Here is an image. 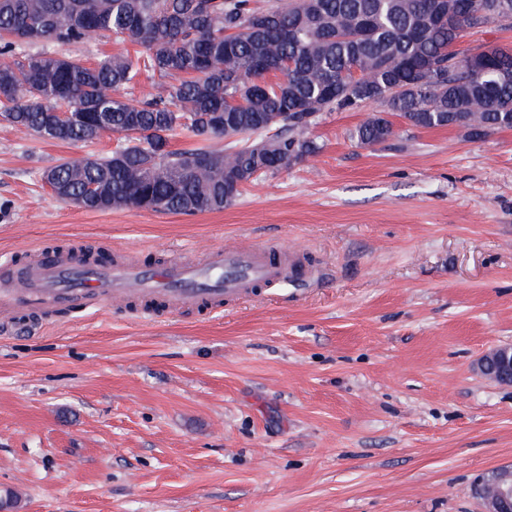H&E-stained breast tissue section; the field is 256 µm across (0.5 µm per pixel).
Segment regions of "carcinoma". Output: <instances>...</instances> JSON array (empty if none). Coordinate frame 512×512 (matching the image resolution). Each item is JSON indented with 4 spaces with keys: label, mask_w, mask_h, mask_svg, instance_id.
Listing matches in <instances>:
<instances>
[{
    "label": "carcinoma",
    "mask_w": 512,
    "mask_h": 512,
    "mask_svg": "<svg viewBox=\"0 0 512 512\" xmlns=\"http://www.w3.org/2000/svg\"><path fill=\"white\" fill-rule=\"evenodd\" d=\"M502 13L512 18V0H0V120L47 141L118 135L105 155L44 171L61 201L80 199L87 211L219 210L253 175L315 155L309 133L325 112L382 104L353 133L363 145L392 135L390 114L472 139L511 129L512 48H499L488 74L452 50ZM91 33L141 50L87 64L23 49ZM146 72L158 92L137 99ZM178 128L204 145L170 149ZM215 138L225 147L208 145Z\"/></svg>",
    "instance_id": "1"
}]
</instances>
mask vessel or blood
I'll use <instances>...</instances> for the list:
<instances>
[{"mask_svg": "<svg viewBox=\"0 0 512 512\" xmlns=\"http://www.w3.org/2000/svg\"><path fill=\"white\" fill-rule=\"evenodd\" d=\"M292 271L291 260L249 243L212 249L201 263L148 271L124 260L106 266L82 264L68 251L35 250L21 285L0 282V324L13 325L21 304L37 315L58 304L105 307L136 296L158 299L175 312L220 308L225 301L249 296L258 286L279 282Z\"/></svg>", "mask_w": 512, "mask_h": 512, "instance_id": "vessel-or-blood-1", "label": "vessel or blood"}]
</instances>
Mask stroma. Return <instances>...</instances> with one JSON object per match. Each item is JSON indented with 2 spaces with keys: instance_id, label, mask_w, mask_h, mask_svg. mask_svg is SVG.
<instances>
[{
  "instance_id": "1",
  "label": "stroma",
  "mask_w": 512,
  "mask_h": 512,
  "mask_svg": "<svg viewBox=\"0 0 512 512\" xmlns=\"http://www.w3.org/2000/svg\"><path fill=\"white\" fill-rule=\"evenodd\" d=\"M327 112L319 152L181 215L88 211L42 172L103 154L0 121V270L33 247L198 262L243 241L302 275L217 310L126 303L0 329V495L13 512H479L512 465V130L483 139ZM489 361L494 362L498 368H496L498 375L494 380L501 384L511 385L512 382L510 383L508 378H512V346H501L483 355L477 364L479 372L480 368ZM502 378L507 381H504Z\"/></svg>"
}]
</instances>
